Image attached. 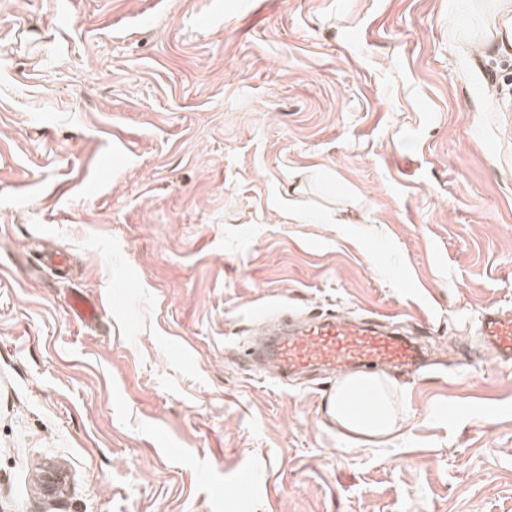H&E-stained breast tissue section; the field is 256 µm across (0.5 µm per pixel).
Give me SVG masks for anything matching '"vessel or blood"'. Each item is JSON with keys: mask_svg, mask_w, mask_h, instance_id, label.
Masks as SVG:
<instances>
[{"mask_svg": "<svg viewBox=\"0 0 512 512\" xmlns=\"http://www.w3.org/2000/svg\"><path fill=\"white\" fill-rule=\"evenodd\" d=\"M72 317L91 325L101 316L95 298L73 290L67 300ZM279 333L262 329L256 345L244 354L249 364L264 361L281 376L320 368L341 372L349 367L367 370L382 366L414 368L422 363L421 346L375 321H357L344 316L302 317L293 311L276 314ZM480 331L486 345L500 360H512V312H484Z\"/></svg>", "mask_w": 512, "mask_h": 512, "instance_id": "obj_1", "label": "vessel or blood"}]
</instances>
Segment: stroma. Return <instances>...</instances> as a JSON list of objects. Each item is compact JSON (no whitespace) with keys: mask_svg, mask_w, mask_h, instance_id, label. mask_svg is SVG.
Here are the masks:
<instances>
[{"mask_svg":"<svg viewBox=\"0 0 512 512\" xmlns=\"http://www.w3.org/2000/svg\"><path fill=\"white\" fill-rule=\"evenodd\" d=\"M280 307L428 348L402 433L249 369ZM489 307L512 0H0V512H512ZM67 307L72 317L87 325L96 323L101 317L98 301L78 289L69 294Z\"/></svg>","mask_w":512,"mask_h":512,"instance_id":"obj_1","label":"stroma"}]
</instances>
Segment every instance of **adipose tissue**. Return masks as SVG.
<instances>
[{
  "label": "adipose tissue",
  "instance_id": "obj_1",
  "mask_svg": "<svg viewBox=\"0 0 512 512\" xmlns=\"http://www.w3.org/2000/svg\"><path fill=\"white\" fill-rule=\"evenodd\" d=\"M396 390V383L381 374H348L337 382L328 413L348 439L395 436L406 420Z\"/></svg>",
  "mask_w": 512,
  "mask_h": 512
}]
</instances>
